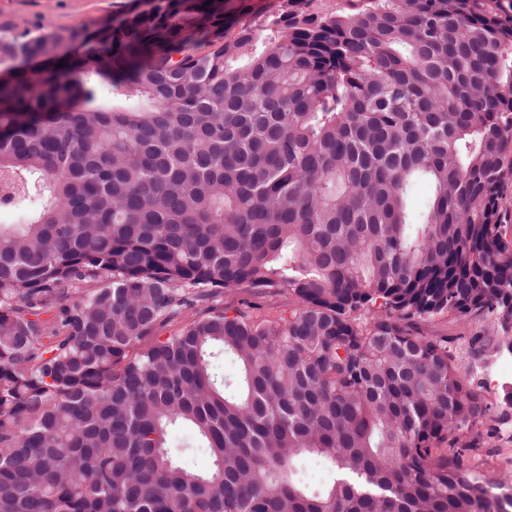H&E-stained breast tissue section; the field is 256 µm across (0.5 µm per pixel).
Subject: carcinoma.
Here are the masks:
<instances>
[{"instance_id": "carcinoma-1", "label": "carcinoma", "mask_w": 512, "mask_h": 512, "mask_svg": "<svg viewBox=\"0 0 512 512\" xmlns=\"http://www.w3.org/2000/svg\"><path fill=\"white\" fill-rule=\"evenodd\" d=\"M313 2L0 36V512H512V0ZM422 327L427 329H437L439 331L448 332L450 334H457L459 332L468 336L469 333L475 334L477 332L485 336H501L498 321L494 317L477 319L472 321L466 326H457L448 324L443 320H433L431 324H423ZM503 361L512 362V354L499 352L493 347H490L489 350L486 351L481 379L489 387L493 399L498 396L497 393L501 392V386L503 384L512 383V371L507 374L498 370V365ZM170 456L175 461H188L198 468L209 465V458L204 448H195L193 434L186 429L172 431L167 439ZM300 476L305 483L310 484L312 486H319L322 483L326 482L329 478L327 469L323 461L316 456H309L303 461Z\"/></svg>"}]
</instances>
